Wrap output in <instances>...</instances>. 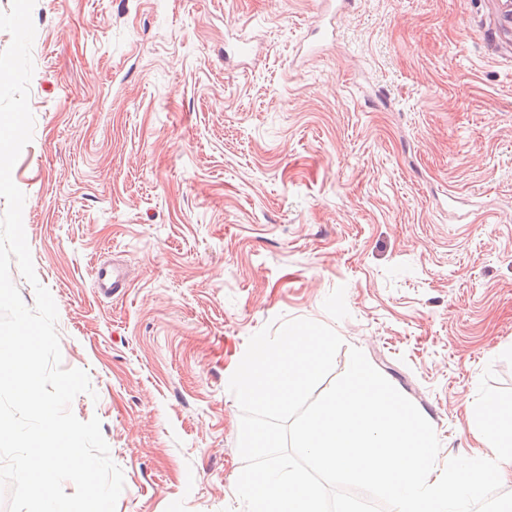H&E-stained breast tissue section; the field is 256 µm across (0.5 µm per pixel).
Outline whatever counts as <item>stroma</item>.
<instances>
[{
  "label": "stroma",
  "instance_id": "obj_1",
  "mask_svg": "<svg viewBox=\"0 0 512 512\" xmlns=\"http://www.w3.org/2000/svg\"><path fill=\"white\" fill-rule=\"evenodd\" d=\"M12 179L71 404L116 512H245L228 381L249 338L331 326L411 400L435 468L512 388V36L496 0H36ZM244 40L250 55L234 46ZM117 263L105 297L95 268Z\"/></svg>",
  "mask_w": 512,
  "mask_h": 512
}]
</instances>
